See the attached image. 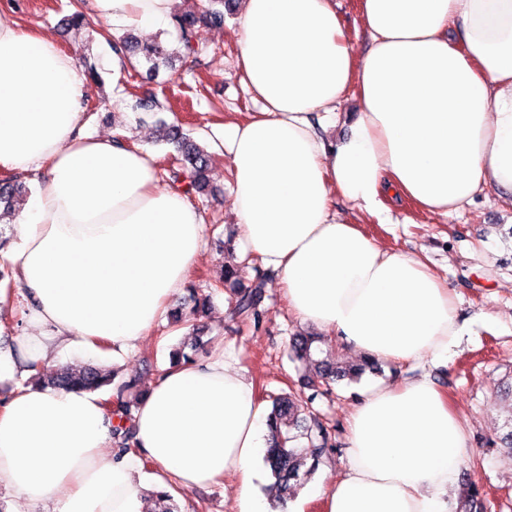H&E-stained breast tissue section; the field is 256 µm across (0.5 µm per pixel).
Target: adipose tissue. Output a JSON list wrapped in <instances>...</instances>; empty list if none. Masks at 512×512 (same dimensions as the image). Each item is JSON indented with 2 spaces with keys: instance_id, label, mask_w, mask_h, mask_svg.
Wrapping results in <instances>:
<instances>
[{
  "instance_id": "ef3b65f1",
  "label": "adipose tissue",
  "mask_w": 512,
  "mask_h": 512,
  "mask_svg": "<svg viewBox=\"0 0 512 512\" xmlns=\"http://www.w3.org/2000/svg\"><path fill=\"white\" fill-rule=\"evenodd\" d=\"M88 5L118 35L168 25L175 0ZM358 13L371 40L359 56L334 0H243L237 64L262 109L224 128L231 204L300 322L378 360H444L460 334L454 290L359 222L388 223L393 197L448 215L512 195V0H359ZM350 93L356 117L323 137L311 114ZM87 94L53 38L0 17V170L36 177L0 248L30 302L0 343V492L39 512H145L144 491L234 475L237 512H272L252 486L268 411L224 346L152 383L134 414L139 457H115L103 393L27 382L32 363L136 349L203 251L202 213L157 188L154 156L85 133ZM347 454L325 512H453L466 437L429 377L362 390Z\"/></svg>"
}]
</instances>
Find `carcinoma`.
Listing matches in <instances>:
<instances>
[{"instance_id":"obj_1","label":"carcinoma","mask_w":512,"mask_h":512,"mask_svg":"<svg viewBox=\"0 0 512 512\" xmlns=\"http://www.w3.org/2000/svg\"><path fill=\"white\" fill-rule=\"evenodd\" d=\"M207 3L208 6L198 15L186 13L173 18L175 26L181 32L182 50L186 55L195 52L191 38L197 22L203 21L213 27L224 26V0H207ZM107 43L113 51L124 57H137L130 66L134 69L146 68L149 77L157 74L163 67L173 66L179 54L178 50H169L160 42L143 46L131 33L119 39L109 36ZM161 129L166 131V142L174 145L175 154L172 155L170 169L173 182L185 184V192L188 194L214 193L207 181L211 155L203 147L191 141L180 127L163 123ZM26 191V185L16 177L1 181L0 209L10 210L17 197ZM258 261L259 258L249 254L241 259L235 253H230L229 264L213 284V287L219 290L226 282L237 279L246 269L251 268L255 271L256 276L250 286L234 289V299L229 310L233 320L255 329L262 325L265 317V310L261 308L265 272L258 265ZM209 303L210 298L206 297L201 302L195 301L193 308L188 312L183 311L181 307L175 308L170 311L169 320L174 324L194 322L205 313ZM290 347L294 357L309 364L313 373L301 381L302 387L311 390L306 401L300 403L290 395L271 397L269 419L275 432L276 442L273 447L266 450L263 463L273 480L277 499L282 502L295 497L297 490L336 452L330 426L307 413L309 404L317 396L329 393L332 384L345 379L357 380L367 368L378 369L375 360L367 357L362 358V363L358 365L339 362L329 349L322 346L318 337L312 334L299 333L293 336ZM30 383L85 391H98L105 387H112V395L104 400V406L106 415L116 420V425L112 429L115 451L120 457L140 452L133 424V400L127 397L132 383L119 379V370L114 368L103 372L88 365L76 371L65 366L51 374L49 368L42 366L35 374L23 381L25 385ZM300 438L306 439V443L302 446L296 445V441ZM154 497L156 508L153 512H181L175 495L171 491L159 490L154 493Z\"/></svg>"}]
</instances>
